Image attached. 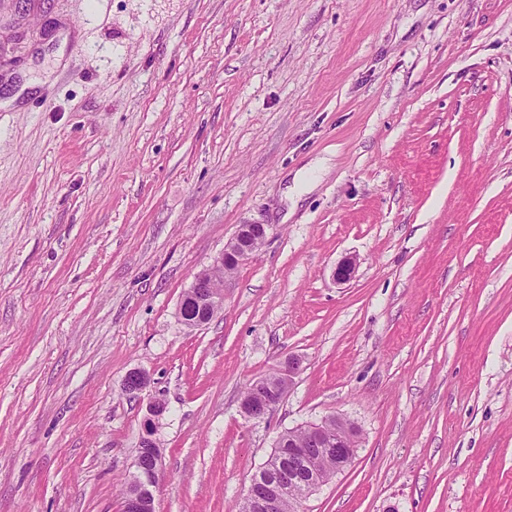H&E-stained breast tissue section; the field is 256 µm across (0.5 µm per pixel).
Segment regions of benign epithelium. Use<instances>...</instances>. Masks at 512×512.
Returning a JSON list of instances; mask_svg holds the SVG:
<instances>
[{
  "instance_id": "benign-epithelium-1",
  "label": "benign epithelium",
  "mask_w": 512,
  "mask_h": 512,
  "mask_svg": "<svg viewBox=\"0 0 512 512\" xmlns=\"http://www.w3.org/2000/svg\"><path fill=\"white\" fill-rule=\"evenodd\" d=\"M267 227L263 224H242L232 240L224 246V252L215 264L217 265H239L246 261L250 255L257 251L265 242ZM224 294L216 290L207 282L202 275H197L184 292L179 305V314L186 311L192 312V319L189 325L198 326L209 322L219 309L223 307ZM287 390L280 388L275 391L274 398L270 402L256 404L249 398H243L241 408L244 415L250 419H259L268 414L283 400ZM151 418L144 424L145 435L141 444L152 448L154 455V469L146 473L135 467L132 480L133 486L124 500L123 512H155L154 493L158 487L161 474V450L157 447L154 439V418L161 415L163 405L152 403L150 406ZM312 446H336V469L327 475L312 473L304 481L293 475L289 481H284L278 476L265 478L266 491L261 495L245 493L241 502V512H274L275 507L281 498L288 495V486L302 484L305 495H310L320 486L326 483L333 475L349 467L357 451L358 428L356 425L344 418H336V429L329 432L328 422L323 420L319 423L304 425Z\"/></svg>"
}]
</instances>
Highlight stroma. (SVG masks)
<instances>
[{
	"label": "stroma",
	"instance_id": "stroma-1",
	"mask_svg": "<svg viewBox=\"0 0 512 512\" xmlns=\"http://www.w3.org/2000/svg\"><path fill=\"white\" fill-rule=\"evenodd\" d=\"M157 401L155 512L331 415L304 512H512V0H0V512H122ZM267 227L263 224L240 225L232 240L224 246V252L213 265H239L257 251L265 242ZM239 266H227L213 268L206 273L205 278L198 274L184 292L179 305V314L183 322L184 313L192 310V319L189 325L198 326L208 323L224 304V294L216 290L224 276L235 272ZM213 286V287H212ZM299 369V362L295 360H288V365L279 371L276 375L286 381L288 389H284L283 385L277 389L274 398L271 402L263 404H256L251 399L243 397L241 401V408L244 415L250 419H259L268 414L272 409L283 400L287 390L293 385L295 375Z\"/></svg>",
	"mask_w": 512,
	"mask_h": 512
}]
</instances>
